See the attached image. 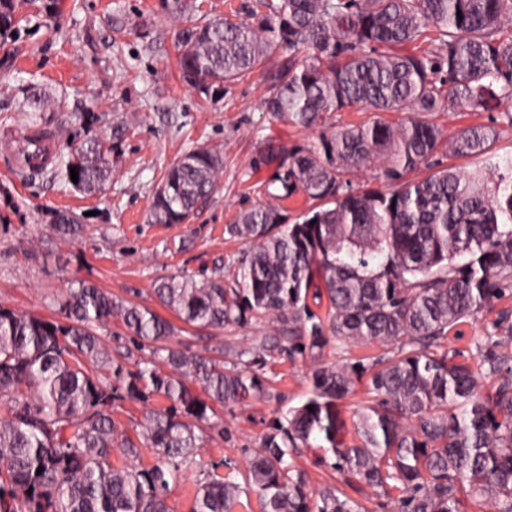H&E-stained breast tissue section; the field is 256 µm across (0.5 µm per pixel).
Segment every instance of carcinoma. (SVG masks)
<instances>
[{
    "mask_svg": "<svg viewBox=\"0 0 512 512\" xmlns=\"http://www.w3.org/2000/svg\"><path fill=\"white\" fill-rule=\"evenodd\" d=\"M25 3L47 17L60 8ZM165 4L186 22L176 39L192 88L220 94L285 45L303 56L272 75L268 111L294 127L332 128L309 148L270 140L255 158L254 168L273 169L269 201L226 226L249 244L232 285L187 274L154 284L157 301L192 328L255 320L271 331L251 348L228 345L217 361L164 345L172 322L91 282L70 290L65 323L0 305V512H170V484L194 460L203 425L216 426L215 407L261 393L256 369L268 359L320 350L330 336L343 346L393 344L398 355L369 367L317 363L311 396L274 417L243 482L212 466L196 480L193 512H234L250 492L262 512H357L338 489H307L294 459L316 441L357 483L384 492L401 484L395 512H461L465 488L512 512V315L493 324L479 371L434 352L464 320L512 295V156L495 152L493 126L512 127V0H256L248 21L195 19L192 0ZM16 24L14 0H0V37ZM416 42L425 47L400 51ZM355 106L408 118L335 127V113ZM460 107L499 118L453 138L427 119ZM112 151L105 139L85 141L55 176L101 192ZM439 154L476 164L406 179ZM374 164L388 188L355 190L350 175ZM223 169L217 149H189L156 191L152 222L183 223L217 191ZM299 194L308 206L292 220L282 201ZM54 230L71 239L83 225L61 212ZM311 298L327 299V316ZM114 322L135 349L153 346L126 377L98 333ZM485 377L496 379L486 394ZM363 380L374 402L348 445L338 401ZM122 384L131 397L170 402L147 413L134 438L112 421ZM142 445L156 451L149 467L112 459L116 448L138 458Z\"/></svg>",
    "mask_w": 512,
    "mask_h": 512,
    "instance_id": "obj_1",
    "label": "carcinoma"
}]
</instances>
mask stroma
<instances>
[{
	"label": "stroma",
	"instance_id": "35a3bbf8",
	"mask_svg": "<svg viewBox=\"0 0 512 512\" xmlns=\"http://www.w3.org/2000/svg\"><path fill=\"white\" fill-rule=\"evenodd\" d=\"M16 18L15 36L0 43V139L28 128L23 103L35 94L45 101L42 127L60 135L56 155L116 125L125 133L114 143L116 173L94 196L61 184L51 168L22 167L0 150V304L61 322L60 304L70 288L89 281L157 312L158 278L183 271L199 279L218 269L232 277L248 245L225 227L240 211L265 201L262 184L272 174L255 170L254 159L269 138L309 147L323 133L279 123L267 110L270 72L287 64L293 51L278 47L265 67L209 99L179 75L176 32L183 22L169 15L163 0H62L61 13L51 19L21 5ZM197 144L217 147L224 157L219 191L184 223H151L155 192L168 168ZM65 211L84 225L81 238L56 236L53 226ZM504 312H512V295L452 331L448 352L479 365L492 324ZM263 334L262 324L254 322L224 330L189 328L168 343L219 359L226 344L250 347ZM389 354L378 345L346 349L332 340L317 359L306 354L271 360L263 392L221 408V426L204 428L194 463L168 496L172 512H190L193 484L207 464L224 461L245 469L269 421L310 396L316 360L367 364ZM322 455L314 448L296 459L311 490L334 486L364 512H392L391 500L351 484Z\"/></svg>",
	"mask_w": 512,
	"mask_h": 512
}]
</instances>
